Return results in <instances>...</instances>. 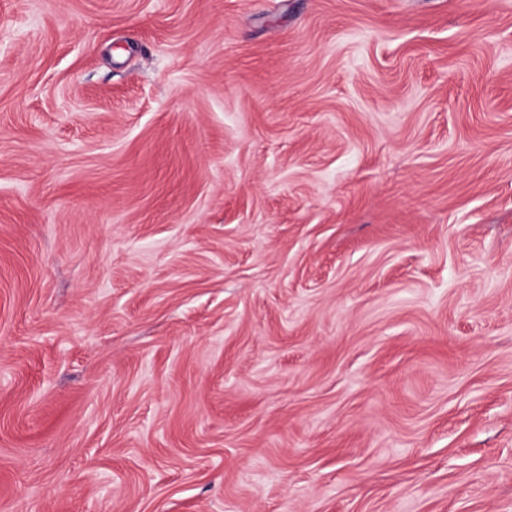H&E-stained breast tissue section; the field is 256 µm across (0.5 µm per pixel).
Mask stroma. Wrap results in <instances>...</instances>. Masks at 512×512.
I'll return each mask as SVG.
<instances>
[{
    "instance_id": "obj_1",
    "label": "stroma",
    "mask_w": 512,
    "mask_h": 512,
    "mask_svg": "<svg viewBox=\"0 0 512 512\" xmlns=\"http://www.w3.org/2000/svg\"><path fill=\"white\" fill-rule=\"evenodd\" d=\"M0 512H512V0H0Z\"/></svg>"
}]
</instances>
